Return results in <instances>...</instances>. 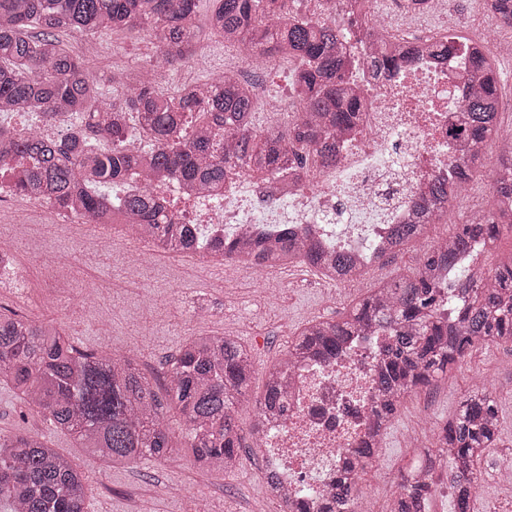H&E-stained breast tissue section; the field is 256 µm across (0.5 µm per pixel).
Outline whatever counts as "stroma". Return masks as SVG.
<instances>
[{
	"label": "stroma",
	"mask_w": 512,
	"mask_h": 512,
	"mask_svg": "<svg viewBox=\"0 0 512 512\" xmlns=\"http://www.w3.org/2000/svg\"><path fill=\"white\" fill-rule=\"evenodd\" d=\"M428 243L425 237L410 242L382 269L347 285L323 284L318 273L299 265L277 266L256 275L236 264L226 267L223 286L213 288L191 273L190 263L176 264L160 253L146 261L150 277L122 287L118 284L124 264L122 242H115L111 251L85 257L77 230L65 224L43 243L23 240L17 253L29 258L32 279L60 280L69 287L71 301L50 298L43 307L28 310L7 289L0 292V311L58 321L83 351L112 350L132 356L161 395L168 387V362L187 339L205 333L234 337L250 351L254 364L248 399L237 413L247 434L255 421L265 372L287 353L299 330L313 320L339 319L381 279L414 269ZM67 254L75 255L74 265L59 268L45 263L47 256ZM485 371L498 393L500 441L480 463L484 480L475 512H512V490L494 480L503 449H512V347L495 345L475 352L434 389L417 391L402 402L362 477V489L378 512H388L402 474L425 454L412 445L410 435L431 433L456 413ZM19 432L39 437L81 466L89 477L87 512H191L196 506L203 512H252L257 505L265 512H282L269 499L263 474L247 447L241 448V464L230 476L201 472L186 457L142 459L107 468L99 458L77 448L37 407L0 384V436Z\"/></svg>",
	"instance_id": "stroma-1"
}]
</instances>
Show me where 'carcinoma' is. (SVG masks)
<instances>
[{"label": "carcinoma", "instance_id": "cac0c4a2", "mask_svg": "<svg viewBox=\"0 0 512 512\" xmlns=\"http://www.w3.org/2000/svg\"><path fill=\"white\" fill-rule=\"evenodd\" d=\"M196 0H0V115L25 112L53 124L57 114L79 117L63 135H44L0 120V169L32 161L16 184L20 193L41 197L77 218L101 224L119 222L137 234L149 233L164 253L199 251L202 232L182 224L150 189L126 192L137 170L151 185L155 174L187 187L209 190L224 185L237 167L279 177L307 171L336 157V133L350 124L357 98L347 81L351 62L337 43L339 24L313 19L288 7L289 0H215L209 32L251 57L297 59L292 82L296 110L283 126L256 132L252 126L255 94L234 74L208 84L202 95L169 94L156 86L157 64L187 59L198 37L192 17ZM122 29L142 36L156 49L137 75L114 78L124 91L120 105L105 102L102 81L90 62L69 52L61 32L101 34ZM396 43L384 45L371 67L389 72ZM435 53L466 54L471 41L455 33L434 41ZM472 75L476 91L450 131L484 145L500 135L501 74L489 56H477ZM135 123L148 149L128 147ZM506 154L498 160L490 186V208L473 212L454 231L427 250L409 275L383 282L339 320L311 321L288 346L286 358L265 374L251 429L272 411L284 412L286 384L301 360L333 359L348 340L379 329L384 339L375 372L377 393L371 404L373 438L348 458L332 493L318 512H356V479L370 467L379 438L390 426L402 399L428 389L472 352L491 344H512V253L488 270L475 271L476 246L495 244L512 232V137L501 138ZM481 150L459 158L465 172L478 170ZM465 197L463 188L431 180L419 203L422 219L395 224L378 261L423 237L442 223ZM224 256L247 268L296 264L343 284L364 274L347 252L298 243L286 234L246 240ZM254 373L250 352L229 336L191 337L170 362L165 397L127 355L78 350L62 328L15 314L0 313V384L37 406L80 447L116 468L142 458L169 460V430L164 403L185 419V451L203 472L230 473L239 466L241 427L236 413ZM500 440L496 390L477 387L457 412L434 433L428 461L448 463V485L455 512H474L482 481L479 465ZM88 482L73 461L39 438L18 434L0 438V503L10 512H85ZM391 512H423V493L405 477Z\"/></svg>", "mask_w": 512, "mask_h": 512}]
</instances>
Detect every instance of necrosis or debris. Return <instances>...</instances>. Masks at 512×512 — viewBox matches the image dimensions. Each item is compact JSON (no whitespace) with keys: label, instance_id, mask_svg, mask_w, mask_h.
Returning <instances> with one entry per match:
<instances>
[{"label":"necrosis or debris","instance_id":"1","mask_svg":"<svg viewBox=\"0 0 512 512\" xmlns=\"http://www.w3.org/2000/svg\"><path fill=\"white\" fill-rule=\"evenodd\" d=\"M387 35L413 47L393 73L381 76L371 60L379 40L346 32L340 41L360 62L351 76L359 107L352 127L336 137V159L319 165L283 191L244 168L224 183L214 199L156 177L155 194L165 198L182 223L203 225L231 246L242 235L258 239L278 229L310 228L317 243L359 256L373 271L375 256L395 224H414L418 200L429 181L458 182L455 159L466 142L449 134L474 90L472 59L463 54L431 55L425 48L438 28L414 35L388 27ZM376 339L355 336L344 356L311 358L291 374L288 411L271 419L261 437L264 474L290 498L327 496L336 468L361 446L374 399Z\"/></svg>","mask_w":512,"mask_h":512}]
</instances>
